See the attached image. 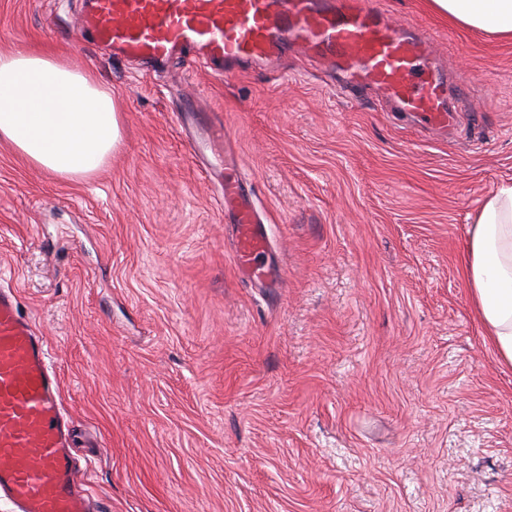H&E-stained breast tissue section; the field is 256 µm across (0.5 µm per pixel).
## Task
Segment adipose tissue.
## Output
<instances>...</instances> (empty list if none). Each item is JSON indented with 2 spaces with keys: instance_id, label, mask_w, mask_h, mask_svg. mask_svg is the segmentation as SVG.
<instances>
[{
  "instance_id": "ef3b65f1",
  "label": "adipose tissue",
  "mask_w": 512,
  "mask_h": 512,
  "mask_svg": "<svg viewBox=\"0 0 512 512\" xmlns=\"http://www.w3.org/2000/svg\"><path fill=\"white\" fill-rule=\"evenodd\" d=\"M443 18L512 38V0H427ZM0 138L36 167L80 180L98 173L121 143L109 91L49 50L0 51ZM464 277L499 357L512 364V183L477 212Z\"/></svg>"
}]
</instances>
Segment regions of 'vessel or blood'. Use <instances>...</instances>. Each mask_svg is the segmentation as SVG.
<instances>
[{"label":"vessel or blood","mask_w":512,"mask_h":512,"mask_svg":"<svg viewBox=\"0 0 512 512\" xmlns=\"http://www.w3.org/2000/svg\"><path fill=\"white\" fill-rule=\"evenodd\" d=\"M79 30L113 56L151 63L187 49L212 63L269 60L293 45L339 66L344 86L378 89L432 128L454 119L430 39L362 0H87ZM221 184L237 225L239 269L266 275L267 238L236 162H225ZM60 390L46 339L21 314L16 293L0 289V498L17 512L91 510Z\"/></svg>","instance_id":"b4317fda"}]
</instances>
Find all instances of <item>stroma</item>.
Returning <instances> with one entry per match:
<instances>
[{
  "label": "stroma",
  "instance_id": "1",
  "mask_svg": "<svg viewBox=\"0 0 512 512\" xmlns=\"http://www.w3.org/2000/svg\"><path fill=\"white\" fill-rule=\"evenodd\" d=\"M366 2L464 89L447 136L292 47L228 83L190 49L154 67L78 38L84 0H0V50L64 53L119 110L87 179L0 140V289L50 345L99 512H512V365L462 275L512 182V39ZM190 102L226 134L208 159L241 164L274 282L238 270Z\"/></svg>",
  "mask_w": 512,
  "mask_h": 512
}]
</instances>
